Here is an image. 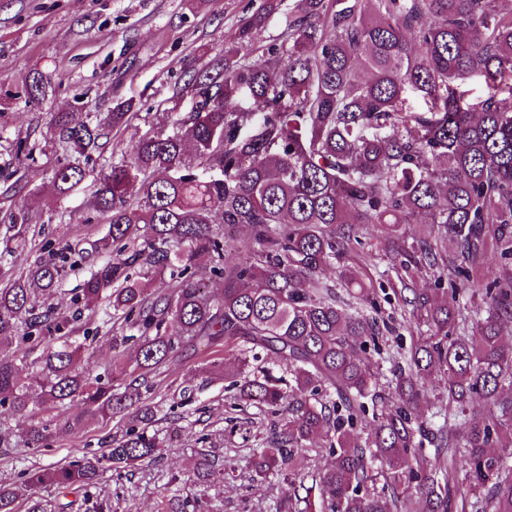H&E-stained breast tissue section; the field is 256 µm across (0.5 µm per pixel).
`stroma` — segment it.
<instances>
[{
  "mask_svg": "<svg viewBox=\"0 0 512 512\" xmlns=\"http://www.w3.org/2000/svg\"><path fill=\"white\" fill-rule=\"evenodd\" d=\"M293 0H0V220L24 211L30 224L25 246L1 260L23 270L41 252L64 251L76 266L67 270L59 292L49 294L60 320L76 310V290L93 266L119 261L114 248L100 249L108 232V215L95 212L91 201L98 188L85 178L67 194H59L52 172L71 155L58 142L52 113L84 107L105 112L120 101H133L137 111L113 131L88 166L94 170L130 162L140 140L166 125L168 116L190 112L191 96L174 97L189 71L213 65L224 56L245 17L266 10L267 20L254 33V43L281 42ZM39 74L52 86L36 103L22 93L29 76ZM94 335L82 364L97 374L115 366L124 381L135 366L134 348L116 359L113 336L127 333L122 315L84 312ZM224 347L186 346L152 376L148 404L174 406L159 414L155 425L169 443L161 458L128 471L104 470L94 484L74 491L43 487L33 496L52 501L57 512H156L161 493L172 480L193 479L200 449L217 462H230L239 474L234 482L198 484L196 493L210 512H276L277 478L250 480L255 454L271 433L274 415L250 409L245 420H228L225 381L218 364ZM33 422H70L72 433L56 434L42 447H24L19 438L0 445V483L21 485L25 473L45 469L82 453L106 452V443L125 432L131 420L117 415L88 419L79 404L53 412L30 408ZM30 496V497H33ZM20 496L16 512H28Z\"/></svg>",
  "mask_w": 512,
  "mask_h": 512,
  "instance_id": "obj_1",
  "label": "stroma"
}]
</instances>
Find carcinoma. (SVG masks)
Returning a JSON list of instances; mask_svg holds the SVG:
<instances>
[{
	"mask_svg": "<svg viewBox=\"0 0 512 512\" xmlns=\"http://www.w3.org/2000/svg\"><path fill=\"white\" fill-rule=\"evenodd\" d=\"M260 13L245 18L238 41L217 66L189 72L195 106L144 137L135 157L96 174L94 209L110 216L102 246L127 253L98 266L77 296L80 309L106 302L132 334L112 337L119 350L137 344L123 390L80 366L85 344L56 321L55 307L33 297L58 287L65 266L50 255L0 280V443L10 422L80 403L96 418L133 411L135 423L112 438L107 455H82L34 471L25 487L73 489L152 462L167 447L151 430L156 407L144 403L150 374L182 345L236 348L225 359L233 399L266 409L279 426L266 439L250 478L281 480L277 512H512V8L501 0H297L288 11L284 48L254 45ZM479 76L488 93L471 102L461 90ZM35 76L24 89L44 98ZM427 104L413 112L406 95ZM130 101L95 117L53 115V127L89 160L99 139L125 125ZM89 170L61 163L53 178L66 192ZM422 215L441 234L391 251L395 295L416 277L433 293L403 299L408 318L426 330L410 349L389 353L392 395L380 394L369 351H379L381 305L367 268L402 224ZM248 237L235 261L224 253V228ZM29 224L13 215L0 255L26 245ZM376 244H371V241ZM499 275L477 277L488 250ZM342 266L339 286L368 300L359 311L320 278ZM205 257L212 285L190 270ZM141 266L169 275L157 292L130 274ZM28 343L21 356L14 342ZM270 352L276 367L261 364ZM444 378L447 400L436 414L459 430L432 428L418 413L420 380ZM485 403L480 414L469 404ZM371 433L362 437L363 427ZM51 424L19 437L38 447ZM433 447V457L425 454ZM326 452L333 463L309 471L300 460ZM199 479L234 480L201 453ZM20 488L0 484V512H15ZM184 485L161 496L158 512H202Z\"/></svg>",
	"mask_w": 512,
	"mask_h": 512,
	"instance_id": "cac0c4a2",
	"label": "carcinoma"
}]
</instances>
